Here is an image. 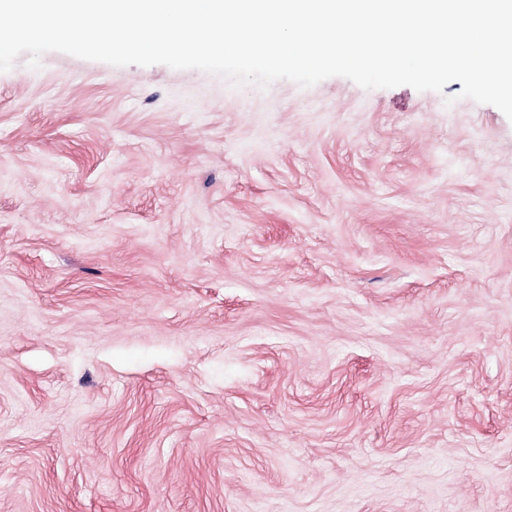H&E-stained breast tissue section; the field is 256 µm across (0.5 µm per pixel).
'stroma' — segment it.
Masks as SVG:
<instances>
[{
    "instance_id": "1",
    "label": "stroma",
    "mask_w": 512,
    "mask_h": 512,
    "mask_svg": "<svg viewBox=\"0 0 512 512\" xmlns=\"http://www.w3.org/2000/svg\"><path fill=\"white\" fill-rule=\"evenodd\" d=\"M461 88L0 72V512H512V121Z\"/></svg>"
}]
</instances>
